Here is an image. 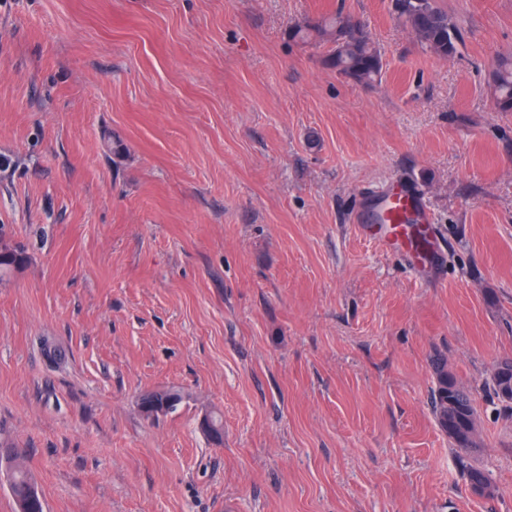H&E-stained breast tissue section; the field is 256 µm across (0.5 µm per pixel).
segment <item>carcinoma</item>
Returning <instances> with one entry per match:
<instances>
[{
    "mask_svg": "<svg viewBox=\"0 0 512 512\" xmlns=\"http://www.w3.org/2000/svg\"><path fill=\"white\" fill-rule=\"evenodd\" d=\"M396 19L410 29L418 43L442 57L452 58L462 41L461 30L437 4V0H391ZM345 23L341 15L326 16L305 25L291 28L290 36L303 42L312 39L327 40L332 50L327 58L329 66L357 83L369 84L381 78L383 60L370 39L344 36ZM496 107L512 110V61L502 60L494 74ZM24 263L22 252L0 242V280L11 275ZM438 387L432 405L438 422L448 435L465 470L468 485L482 490V495H493L495 485L488 470L477 463L480 442L476 438L478 413L472 393L461 388L453 376L445 371L442 361H436ZM493 393L505 406L512 405V359L502 360L492 376ZM35 485L29 471L21 464L14 468V480L9 489L20 501L26 491Z\"/></svg>",
    "mask_w": 512,
    "mask_h": 512,
    "instance_id": "1",
    "label": "carcinoma"
}]
</instances>
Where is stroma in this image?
I'll use <instances>...</instances> for the list:
<instances>
[{
  "instance_id": "stroma-1",
  "label": "stroma",
  "mask_w": 512,
  "mask_h": 512,
  "mask_svg": "<svg viewBox=\"0 0 512 512\" xmlns=\"http://www.w3.org/2000/svg\"><path fill=\"white\" fill-rule=\"evenodd\" d=\"M458 54L390 0H0V453L46 512H512V0H439ZM365 28L380 80L291 27ZM123 145L112 152L113 141ZM408 186L443 255L361 234ZM476 398L493 498L432 407ZM180 390L175 410L139 409ZM223 419L222 441L199 422ZM396 19L409 28L418 43L445 58L456 54L461 30L436 0H391ZM496 107L501 111L512 110V61L502 60L494 74ZM20 250L0 242V280L8 277L24 263ZM493 393L506 407L512 409V359L502 360L492 376Z\"/></svg>"
}]
</instances>
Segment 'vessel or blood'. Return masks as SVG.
Masks as SVG:
<instances>
[{"label": "vessel or blood", "instance_id": "obj_1", "mask_svg": "<svg viewBox=\"0 0 512 512\" xmlns=\"http://www.w3.org/2000/svg\"><path fill=\"white\" fill-rule=\"evenodd\" d=\"M375 224L384 226L385 232L378 241L386 252L406 255L414 266L434 263L437 251L433 245L415 242L414 231L431 237V217L426 203L414 191L401 187L372 192Z\"/></svg>", "mask_w": 512, "mask_h": 512}]
</instances>
